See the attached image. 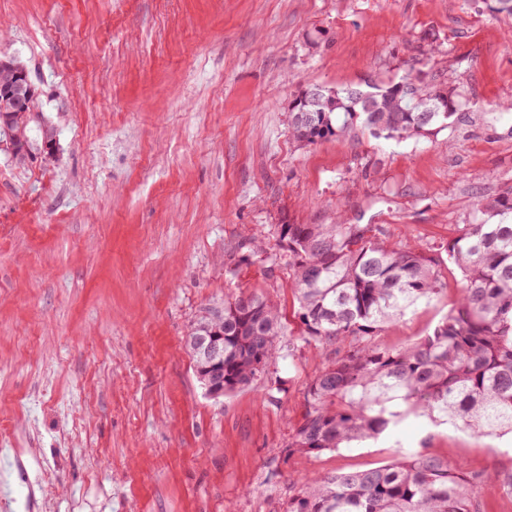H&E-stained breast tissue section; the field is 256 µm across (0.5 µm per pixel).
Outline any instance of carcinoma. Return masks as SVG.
I'll list each match as a JSON object with an SVG mask.
<instances>
[{
    "label": "carcinoma",
    "instance_id": "1",
    "mask_svg": "<svg viewBox=\"0 0 512 512\" xmlns=\"http://www.w3.org/2000/svg\"><path fill=\"white\" fill-rule=\"evenodd\" d=\"M441 87L439 74L424 71L374 85L376 112L365 110L360 88L330 89L314 113L316 125L293 118L292 135L314 144L358 129L394 140L445 129L462 109L459 96L446 92V112L417 111ZM3 126L10 130L0 132L3 151L20 161L36 142H55V129L34 111V101L15 112L0 85ZM477 211L480 221L463 225L445 249L466 288L431 333L399 349H381L367 339L442 291V258L393 248L371 225L346 224L340 215L332 224H280V252L268 255L257 247L245 257L270 269L289 267L305 338L322 345L350 336L366 340L311 381L308 410L288 454L335 451L411 415L512 433V187L478 202ZM213 329L224 331L226 395L263 377L279 358L277 340L285 327L271 298L241 293L224 300L190 327L189 350ZM491 478L512 494V475H466L434 452L414 450L392 464L311 477L288 500L286 512H475L471 488Z\"/></svg>",
    "mask_w": 512,
    "mask_h": 512
}]
</instances>
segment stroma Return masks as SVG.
<instances>
[{
  "mask_svg": "<svg viewBox=\"0 0 512 512\" xmlns=\"http://www.w3.org/2000/svg\"><path fill=\"white\" fill-rule=\"evenodd\" d=\"M0 55L29 70L53 156L0 153V445L19 451L30 512H285L318 474L427 448L486 475L478 512H512V435L408 417L392 433L289 454L310 382L337 351L306 342L280 265L250 237L343 213L396 247L443 252L479 200L512 186V16L485 0H0ZM439 73L464 109L402 141L301 145L293 101ZM445 284L373 336L428 333ZM279 304L281 355L214 399L185 348L214 303Z\"/></svg>",
  "mask_w": 512,
  "mask_h": 512,
  "instance_id": "stroma-1",
  "label": "stroma"
}]
</instances>
